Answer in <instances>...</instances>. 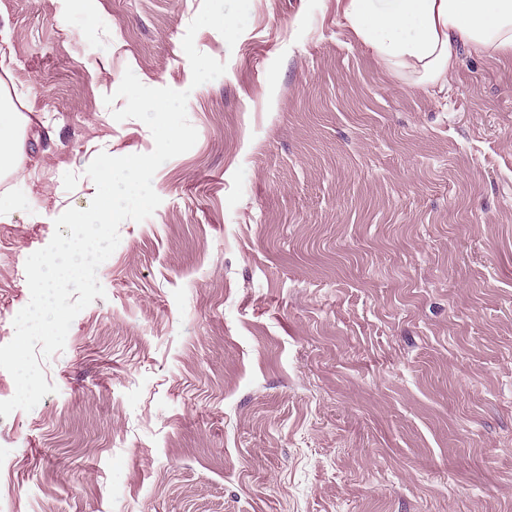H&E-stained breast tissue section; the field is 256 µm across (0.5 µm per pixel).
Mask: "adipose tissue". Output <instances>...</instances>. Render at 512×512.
<instances>
[{"mask_svg": "<svg viewBox=\"0 0 512 512\" xmlns=\"http://www.w3.org/2000/svg\"><path fill=\"white\" fill-rule=\"evenodd\" d=\"M344 18L362 49L420 85H444L460 50L512 59V0H345ZM18 112L0 113V171L16 176Z\"/></svg>", "mask_w": 512, "mask_h": 512, "instance_id": "ef3b65f1", "label": "adipose tissue"}]
</instances>
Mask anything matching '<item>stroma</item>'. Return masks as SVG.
I'll return each instance as SVG.
<instances>
[{
  "mask_svg": "<svg viewBox=\"0 0 512 512\" xmlns=\"http://www.w3.org/2000/svg\"><path fill=\"white\" fill-rule=\"evenodd\" d=\"M0 0V96L30 123L0 220V345L21 265L84 209L125 69L188 91L198 132L124 221L105 291L42 360L54 393L0 416L9 512H512V61L413 84L338 0Z\"/></svg>",
  "mask_w": 512,
  "mask_h": 512,
  "instance_id": "1",
  "label": "stroma"
}]
</instances>
